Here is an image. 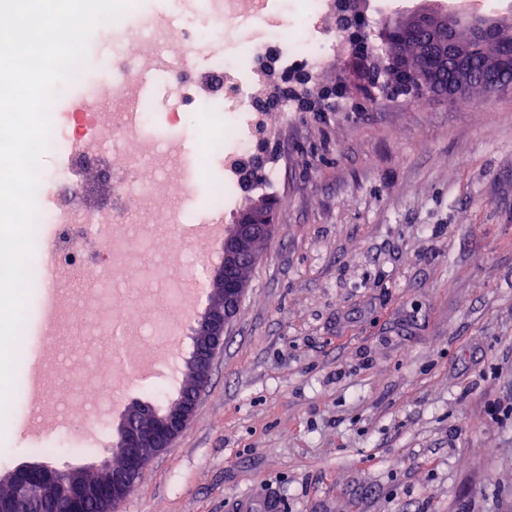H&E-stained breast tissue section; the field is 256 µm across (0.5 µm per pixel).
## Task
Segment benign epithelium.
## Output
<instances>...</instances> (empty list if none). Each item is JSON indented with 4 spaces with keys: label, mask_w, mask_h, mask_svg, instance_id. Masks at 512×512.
<instances>
[{
    "label": "benign epithelium",
    "mask_w": 512,
    "mask_h": 512,
    "mask_svg": "<svg viewBox=\"0 0 512 512\" xmlns=\"http://www.w3.org/2000/svg\"><path fill=\"white\" fill-rule=\"evenodd\" d=\"M462 18L459 13L431 7L391 19L395 25L408 26L417 33L412 45L401 46L390 55L392 77L403 84L407 93L435 85L440 79L438 74L418 69L415 82H409L404 69L411 53L419 57L436 56L445 68L450 61L457 65L456 82L447 90V97L460 99L473 87L463 61L475 38L496 36L499 28L476 18L468 19V24L460 27L458 23ZM273 223L272 211L261 204L243 213L228 229L224 237L223 260L209 272L211 284L219 292V300L198 317L194 327L193 346L188 358L195 377L191 387L161 413L140 403L129 406L119 426L120 445L125 451L108 456L93 466L91 477H81L75 470L68 482L53 485L49 500L31 503L24 509H17L11 503L4 508L0 506V512H32L34 508L41 512H86L84 505L89 501L108 499L116 509L126 501L136 476L145 471L156 454L169 448L191 422L200 389L208 379L216 354L224 345L228 324L238 311L244 287L242 269L254 264L258 256L257 246L269 236ZM57 473V469L45 463L28 465L11 474L7 482L13 487L21 481L41 484L53 479Z\"/></svg>",
    "instance_id": "1"
}]
</instances>
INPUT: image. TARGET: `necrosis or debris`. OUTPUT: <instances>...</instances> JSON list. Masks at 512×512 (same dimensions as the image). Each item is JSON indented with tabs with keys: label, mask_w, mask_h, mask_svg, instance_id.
Segmentation results:
<instances>
[{
	"label": "necrosis or debris",
	"mask_w": 512,
	"mask_h": 512,
	"mask_svg": "<svg viewBox=\"0 0 512 512\" xmlns=\"http://www.w3.org/2000/svg\"><path fill=\"white\" fill-rule=\"evenodd\" d=\"M168 2V10L159 11L151 0H134L118 20L106 24L107 40L91 39L90 50L104 51L112 60L108 91L92 87L83 71L70 84L57 87L50 147L61 163L40 169L34 234L38 259L30 267L26 290L32 306L40 305V291L51 285L41 261L45 252H53L62 276L93 263L82 246L87 231H96L97 246L108 258L96 282L107 288L131 276L147 277L138 264L141 245L161 253L188 247V240L175 232L158 241L153 225L230 219L236 200L250 185L272 193L280 206L288 204L287 194L274 191L280 167L273 154L296 103L288 98L274 103L270 97L275 83L299 73L305 75L306 87L314 88L330 63L350 57L349 34L334 24L343 0H302L299 27L295 17L281 10L279 0ZM257 23L266 30L264 38L227 57V41ZM196 55L211 61L204 72L190 68ZM146 68L163 79L165 99L144 96L139 75ZM193 112L201 115L211 135L196 152L197 165L190 168L175 131ZM160 116L169 129L163 137L153 128ZM255 158L263 159L264 176L250 184L245 169ZM101 159L112 175L111 209L63 204V189L72 185L74 170ZM204 159L218 162L224 182L211 187L201 208L186 184L201 181ZM145 167L155 170V178L140 180ZM132 192L145 210V224L134 237L121 230L122 203ZM164 285L168 301L150 314L153 335L162 337L177 334L183 308L178 281L168 277Z\"/></svg>",
	"instance_id": "obj_1"
}]
</instances>
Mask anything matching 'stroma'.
<instances>
[{
    "instance_id": "1",
    "label": "stroma",
    "mask_w": 512,
    "mask_h": 512,
    "mask_svg": "<svg viewBox=\"0 0 512 512\" xmlns=\"http://www.w3.org/2000/svg\"><path fill=\"white\" fill-rule=\"evenodd\" d=\"M336 109L293 115L278 151L288 195L195 416L156 455L121 512H232L250 495L275 512H512V91L380 99L356 110L349 67L321 77ZM75 201L111 208L101 169L79 171ZM221 247L180 252L198 288L179 353L127 327L151 377L99 403L83 438L68 372L112 336L54 335L44 398L60 425L0 434V476L34 463L89 467L110 455L124 407L180 385L190 328L209 304Z\"/></svg>"
}]
</instances>
